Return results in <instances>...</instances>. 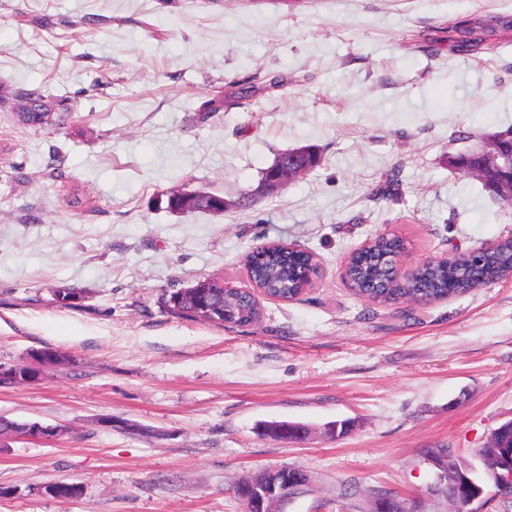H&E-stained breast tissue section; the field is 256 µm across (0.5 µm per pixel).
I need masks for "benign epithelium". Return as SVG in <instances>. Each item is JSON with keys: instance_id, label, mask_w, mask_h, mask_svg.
I'll use <instances>...</instances> for the list:
<instances>
[{"instance_id": "7a95c632", "label": "benign epithelium", "mask_w": 512, "mask_h": 512, "mask_svg": "<svg viewBox=\"0 0 512 512\" xmlns=\"http://www.w3.org/2000/svg\"><path fill=\"white\" fill-rule=\"evenodd\" d=\"M471 158L478 161L475 166L463 169L469 176L491 178V187L497 198L512 200V134L488 137L482 144L471 151ZM307 169L293 167L280 162L265 171L262 180L253 195L272 194L291 181L302 177ZM267 432L280 440L293 442L299 429L290 423H279L270 426ZM60 433L56 427H44L39 423H27L16 436L22 438H47ZM427 460L435 468L434 480L427 490V497L412 496L402 498L388 494L376 496L370 500L367 512H425V499L444 498L455 504V512H484L483 505L490 499L512 496V470L506 471L496 466H485V474L489 479L478 483L479 490L458 502L449 495L463 469H471V465L456 457L428 455ZM289 468L263 470L239 485V496L244 502L246 512H279L277 506L300 494L306 485L298 475L288 477Z\"/></svg>"}]
</instances>
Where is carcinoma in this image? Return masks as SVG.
<instances>
[{"mask_svg":"<svg viewBox=\"0 0 512 512\" xmlns=\"http://www.w3.org/2000/svg\"><path fill=\"white\" fill-rule=\"evenodd\" d=\"M486 41L484 32L472 28L460 30V47L479 46ZM63 101L38 90H19L13 111L22 124L33 128L53 126V116ZM402 249L399 239L378 235L366 246L353 253L345 267L344 277L358 296L380 304H391L397 297L445 299L495 283L512 276V238H504L488 254H478L468 266H460L443 258L424 263L400 282L389 277L387 256ZM247 273L253 284L266 294L282 301L297 296L316 275V260L312 254L291 243L272 242L247 258ZM75 288H64L55 293V301L63 307H74L82 300ZM207 301L227 314L228 320L238 326L251 324L261 317V309L250 292L224 288V281L202 277L186 288H172L162 293L160 305L165 313L198 320V303ZM477 456L491 455L502 467L512 466V426L500 427L497 447L477 448Z\"/></svg>","mask_w":512,"mask_h":512,"instance_id":"1","label":"carcinoma"}]
</instances>
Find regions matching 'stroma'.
<instances>
[{
	"label": "stroma",
	"mask_w": 512,
	"mask_h": 512,
	"mask_svg": "<svg viewBox=\"0 0 512 512\" xmlns=\"http://www.w3.org/2000/svg\"><path fill=\"white\" fill-rule=\"evenodd\" d=\"M507 20L512 0H0V364L63 357L0 387V416L62 429L0 436V512H244L238 483L285 466L311 480L285 512H366L371 490H426V449L469 458L512 421V278L378 305L341 274L378 233L408 267L512 236V207L448 167L512 126ZM456 26L493 36L465 51ZM24 88L65 101L55 126L20 123ZM305 145L318 167L244 203ZM173 190L229 208L172 213ZM274 241L322 275L261 298L258 323L160 307L201 277L249 287L245 255ZM60 288L86 298L60 306ZM281 421L304 438L262 433ZM60 481L79 495L48 494Z\"/></svg>",
	"instance_id": "1"
}]
</instances>
